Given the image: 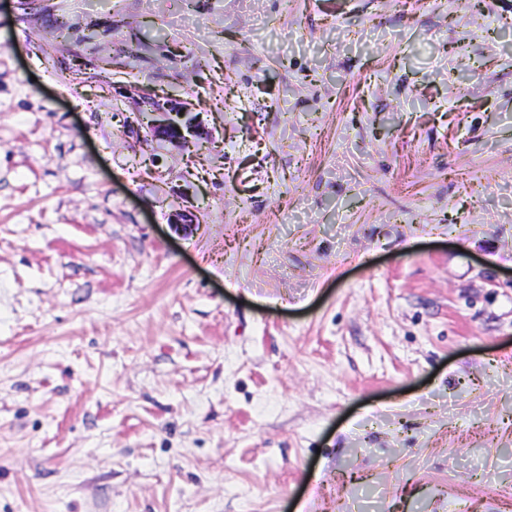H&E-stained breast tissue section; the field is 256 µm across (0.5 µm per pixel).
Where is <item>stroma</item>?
<instances>
[{"mask_svg": "<svg viewBox=\"0 0 512 512\" xmlns=\"http://www.w3.org/2000/svg\"><path fill=\"white\" fill-rule=\"evenodd\" d=\"M0 512H512V0H0ZM133 90L149 106V112L144 113L150 117L145 127L152 139L185 146L208 136L200 130L193 112H189L187 101L176 96L157 97L136 88Z\"/></svg>", "mask_w": 512, "mask_h": 512, "instance_id": "35a3bbf8", "label": "stroma"}]
</instances>
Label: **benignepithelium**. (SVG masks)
I'll use <instances>...</instances> for the list:
<instances>
[{
  "label": "benign epithelium",
  "mask_w": 512,
  "mask_h": 512,
  "mask_svg": "<svg viewBox=\"0 0 512 512\" xmlns=\"http://www.w3.org/2000/svg\"><path fill=\"white\" fill-rule=\"evenodd\" d=\"M142 102L149 106L147 133L155 140L185 146L203 138L196 117L189 112V103L174 96L157 97L138 91Z\"/></svg>",
  "instance_id": "7a95c632"
}]
</instances>
